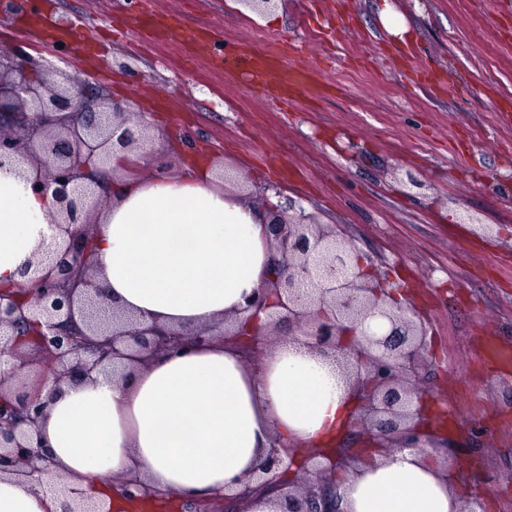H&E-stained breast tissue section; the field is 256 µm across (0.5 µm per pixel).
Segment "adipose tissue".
<instances>
[{
  "mask_svg": "<svg viewBox=\"0 0 512 512\" xmlns=\"http://www.w3.org/2000/svg\"><path fill=\"white\" fill-rule=\"evenodd\" d=\"M36 166H0V289L28 284L25 266L61 241ZM109 205L92 230V265L113 307L169 329L209 326L213 339L181 354L157 352L119 379L95 373L59 384L40 425L51 470L44 484L0 475V512H59L69 496L125 512L113 481L135 474L164 505L239 492L273 442L329 447L351 422L355 398L340 358L302 337L264 336L249 363L224 344L265 287L268 206L224 192L214 171L128 176L113 167ZM340 512H462L441 455L372 449L336 476Z\"/></svg>",
  "mask_w": 512,
  "mask_h": 512,
  "instance_id": "ef3b65f1",
  "label": "adipose tissue"
}]
</instances>
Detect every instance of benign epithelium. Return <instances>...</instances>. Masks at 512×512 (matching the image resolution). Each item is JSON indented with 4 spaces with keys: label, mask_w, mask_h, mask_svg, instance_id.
Segmentation results:
<instances>
[{
    "label": "benign epithelium",
    "mask_w": 512,
    "mask_h": 512,
    "mask_svg": "<svg viewBox=\"0 0 512 512\" xmlns=\"http://www.w3.org/2000/svg\"><path fill=\"white\" fill-rule=\"evenodd\" d=\"M148 128L141 114L66 73L60 80L34 78L30 54L0 52V166L20 156L40 168L33 188L51 196L63 223L76 227L41 276L19 290L0 291V364L10 361L14 382L31 368L19 340L24 326L37 329L36 353L57 379L87 378L116 359L144 361L159 349L211 340L207 328L167 331L109 311L103 288L89 273L91 216L103 204L88 183L94 158L108 162L140 146ZM267 241L275 309L259 297L253 317L265 311L275 334L303 336L319 353L342 355L358 399L351 425L369 443L393 450L431 443L424 414L429 393L422 386L428 331L410 303L396 302L398 287L368 273L344 226L319 224L291 205L273 213ZM369 318L387 321L388 331L372 330ZM259 335L222 333L224 342H244L252 351ZM46 407L38 393L5 397L0 382V475L41 481L46 469L39 466L45 447L39 423ZM352 462L350 453L302 454L275 442L249 480L277 494L281 512H337L336 472ZM124 493L133 501L157 497L136 478L124 482Z\"/></svg>",
    "instance_id": "obj_1"
}]
</instances>
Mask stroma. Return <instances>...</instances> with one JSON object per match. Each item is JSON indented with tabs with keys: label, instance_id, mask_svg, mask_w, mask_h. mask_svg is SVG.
<instances>
[{
	"label": "stroma",
	"instance_id": "obj_1",
	"mask_svg": "<svg viewBox=\"0 0 512 512\" xmlns=\"http://www.w3.org/2000/svg\"><path fill=\"white\" fill-rule=\"evenodd\" d=\"M386 3L410 43L382 28ZM276 12L271 26L238 0H27L0 12V50L146 113L169 175L195 150L254 203L276 191L346 226L432 337L426 388L448 411L433 451L455 446L498 475L486 512H512V410L496 408L512 369L484 350L512 349V0H280ZM295 45L319 76L286 107L244 57L287 66ZM224 55L229 77L210 65ZM469 421L491 438L469 440Z\"/></svg>",
	"mask_w": 512,
	"mask_h": 512
}]
</instances>
